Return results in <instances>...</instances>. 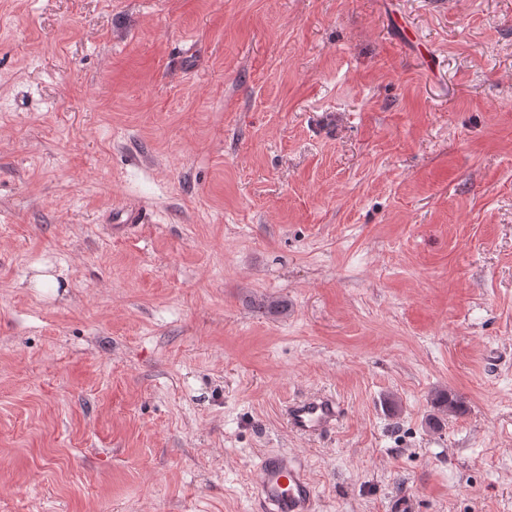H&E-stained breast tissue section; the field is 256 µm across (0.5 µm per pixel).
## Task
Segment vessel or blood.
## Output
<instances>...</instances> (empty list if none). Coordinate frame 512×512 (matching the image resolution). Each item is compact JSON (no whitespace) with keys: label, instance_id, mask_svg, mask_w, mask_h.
I'll list each match as a JSON object with an SVG mask.
<instances>
[{"label":"vessel or blood","instance_id":"b4317fda","mask_svg":"<svg viewBox=\"0 0 512 512\" xmlns=\"http://www.w3.org/2000/svg\"><path fill=\"white\" fill-rule=\"evenodd\" d=\"M340 417L335 399L311 395L292 402L288 426L296 434L317 436L332 430ZM257 512H316L317 494L303 462L294 454H262L250 471Z\"/></svg>","mask_w":512,"mask_h":512}]
</instances>
